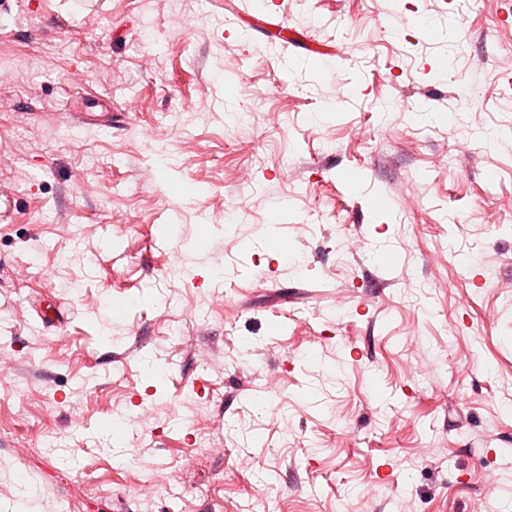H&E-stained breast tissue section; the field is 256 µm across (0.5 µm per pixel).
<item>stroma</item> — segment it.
Here are the masks:
<instances>
[{
    "label": "stroma",
    "mask_w": 512,
    "mask_h": 512,
    "mask_svg": "<svg viewBox=\"0 0 512 512\" xmlns=\"http://www.w3.org/2000/svg\"><path fill=\"white\" fill-rule=\"evenodd\" d=\"M261 1L0 0V512H512L501 0Z\"/></svg>",
    "instance_id": "35a3bbf8"
}]
</instances>
